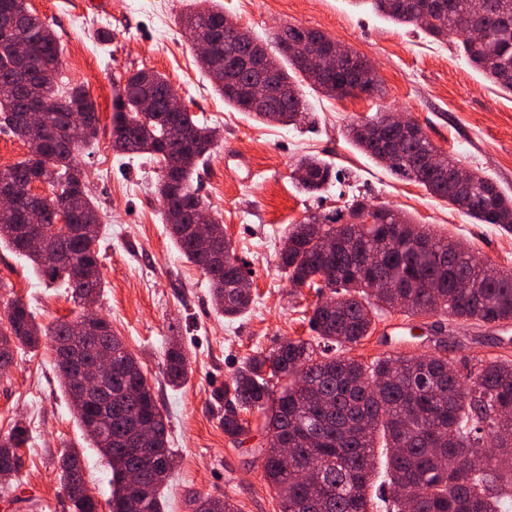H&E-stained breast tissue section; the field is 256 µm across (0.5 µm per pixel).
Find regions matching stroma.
Returning <instances> with one entry per match:
<instances>
[{
  "instance_id": "1",
  "label": "stroma",
  "mask_w": 512,
  "mask_h": 512,
  "mask_svg": "<svg viewBox=\"0 0 512 512\" xmlns=\"http://www.w3.org/2000/svg\"><path fill=\"white\" fill-rule=\"evenodd\" d=\"M62 48V75L85 86L100 112L97 138L79 159L102 224L97 309L138 359L168 419L175 467L164 490L167 512H194L199 496H231L239 512H280L265 481L261 448L264 418L247 413L244 443L225 435L216 399L255 352L286 339H310L314 290L296 288L279 268L289 229L311 215L343 209L352 197L406 212L498 267L512 268V232L475 223L447 201L399 179L346 136L356 119L397 109L426 130L433 144L460 164L496 181L512 195V95L472 69L452 42L395 24L353 0H217L255 37L271 40L293 24L317 29L351 46L375 65L382 93L334 98L304 87L307 110L297 124L261 122L225 104L202 69L181 16L193 0H163L167 32L156 35L151 0H111L108 14L84 10L82 0H27ZM140 69L164 74L189 111L207 120L218 147L194 182L207 210L224 226L249 273L254 301L247 313L224 319L202 270L185 260L170 239L156 186L161 166L112 147L117 78ZM311 154L335 168L325 192L301 191L292 171ZM28 304L42 328L76 316L69 293L46 285L30 262L0 246V314L11 299ZM402 312L376 318L371 335L346 348L364 362L389 355L436 353L459 370L490 357L512 360V323L492 326L421 317L418 337L397 341ZM178 341L189 359L187 382L171 386L164 353ZM29 436L22 467L0 512H72L59 480V458L78 449L99 512H109L111 470L83 436L62 391L49 340L14 352L0 373V438L15 425Z\"/></svg>"
}]
</instances>
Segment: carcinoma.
Masks as SVG:
<instances>
[{
    "mask_svg": "<svg viewBox=\"0 0 512 512\" xmlns=\"http://www.w3.org/2000/svg\"><path fill=\"white\" fill-rule=\"evenodd\" d=\"M204 8H192L181 23L192 39H204L211 53L203 70H229L228 81L244 84L246 70L233 69L235 57L248 49L224 35V11L212 0H200ZM372 9L388 20L418 25L421 10L436 20L425 31L436 40L460 39L459 52L486 79L512 93V0H370ZM473 28L483 32L479 39ZM19 41L27 57L17 63L0 42V82L17 84L11 100H0L4 128L28 147L27 157L0 170L7 179L25 187L37 176L55 189L46 208L63 207L74 223L81 225L79 237L46 230L42 252L29 250L20 230L27 227L24 213L31 206L26 192H19V205L0 211V241L26 257L45 281H62L81 306L86 296H100L99 215L84 184L78 153L80 143L69 139L70 122L86 128L85 140L96 138L100 117L95 101L81 85L61 87L57 75L62 67L60 43L26 0H0V38ZM278 53L288 63L280 68L285 90L276 99L279 124L289 126L305 111L301 88L315 69V56L297 59L276 41ZM350 80L363 94L380 92L377 75L352 68L341 60L340 70L320 78L319 92L331 96L333 89ZM168 79L153 70H138L126 77L120 94L121 111L113 117V148L122 154L149 157L162 164L157 183L165 206V221L181 254L198 266L208 282L222 284L223 302L218 309L228 319L247 312L253 299L233 284L243 268L230 239L219 234L224 262L214 263L209 249L193 235V211L202 199L193 187L199 165L216 144L207 121L187 110L169 112ZM155 100V110L142 119V100ZM29 112L45 113L35 127L27 123ZM352 143L368 157L384 164L386 149L398 153L399 163L391 173L422 185L433 197L445 200L480 224H495L512 231V197L497 183L482 179L470 191H459L452 183V167L458 160L426 139L403 138L387 133L367 138L352 126ZM434 150L437 170L420 166L421 156ZM298 166L307 177L298 181L301 190L315 195L336 178L331 164L316 157H303ZM376 205L356 197L347 206V217ZM311 216L288 233V251L278 255L279 267L296 288H314L319 299L309 318L317 333L314 340H288L251 356L224 385V434L243 442L249 432L242 412L257 410L265 416L266 448L261 450L268 484L280 503V512H370L376 448H383L388 464L387 489L381 502L388 512H505L512 502V361L488 359L462 374L439 355L386 356L369 364L343 355V350L369 336L381 312L399 309L410 316L437 314L455 321L498 325L512 321V269L479 266L458 245L432 229L403 221L410 226L408 241L391 237V225L379 224L361 236L359 249L375 253L372 269L362 267L358 256L339 249L326 254L315 238L317 232L335 234L345 217ZM425 236L434 250L421 251L416 240ZM397 284L382 287L383 280ZM7 326L0 325V371L12 364L13 349L35 348L41 336L52 345L67 343L83 358L93 360L98 350H112V378L104 381L111 391L109 403H85L76 417L84 434L108 459L111 467L110 512H163L160 491L174 463L169 448L167 419L136 358L122 339L100 320V333L92 340L76 337L74 320L58 322L41 330L33 311L20 300L9 303ZM55 367L65 394L75 402L81 386L63 370L58 350ZM165 375L178 387L188 376V356L173 341L164 354ZM287 384L273 390L274 379ZM27 442L26 431L17 428L0 439V472L17 473L21 467L18 449ZM494 443L493 454L477 471L466 464L477 451ZM303 466L319 471L316 483L295 481ZM59 481L73 512H97L88 488L79 451L65 452L59 459ZM137 470L141 480L134 488L127 473ZM195 512H238L234 499L198 497Z\"/></svg>",
    "mask_w": 512,
    "mask_h": 512,
    "instance_id": "cac0c4a2",
    "label": "carcinoma"
}]
</instances>
